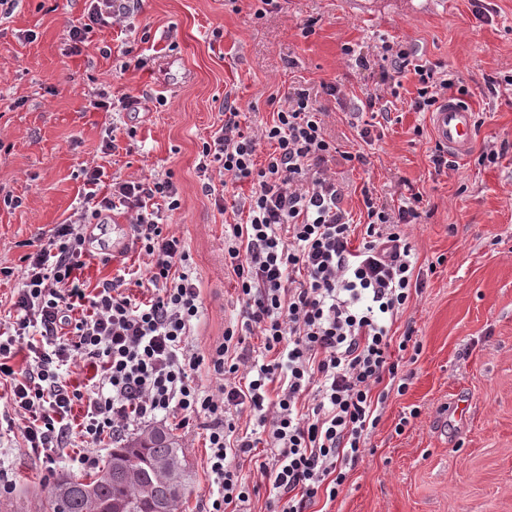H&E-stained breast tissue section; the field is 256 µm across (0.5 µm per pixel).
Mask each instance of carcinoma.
<instances>
[{
  "instance_id": "cac0c4a2",
  "label": "carcinoma",
  "mask_w": 512,
  "mask_h": 512,
  "mask_svg": "<svg viewBox=\"0 0 512 512\" xmlns=\"http://www.w3.org/2000/svg\"><path fill=\"white\" fill-rule=\"evenodd\" d=\"M191 474L177 438L154 428L115 446L88 480L63 477L46 493V512H180Z\"/></svg>"
}]
</instances>
